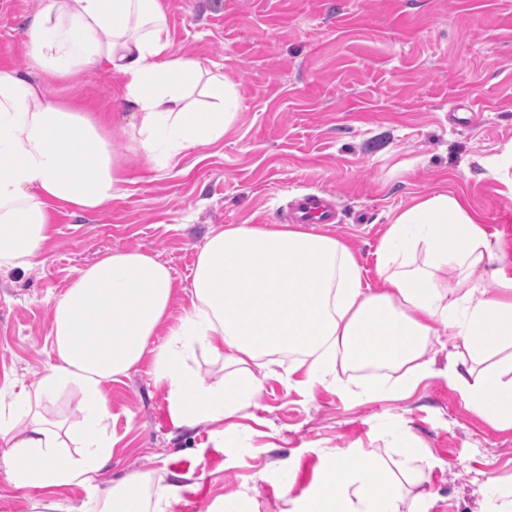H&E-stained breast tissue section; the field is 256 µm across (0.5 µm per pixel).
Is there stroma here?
<instances>
[{"instance_id":"stroma-1","label":"stroma","mask_w":512,"mask_h":512,"mask_svg":"<svg viewBox=\"0 0 512 512\" xmlns=\"http://www.w3.org/2000/svg\"><path fill=\"white\" fill-rule=\"evenodd\" d=\"M176 51L217 67L239 96V116L217 145L159 172L124 170L127 192L95 214L56 212L42 261L0 273V400L35 384L55 359L52 305L76 276L114 250L158 256L175 278L172 318L201 246L216 224H280L290 200L334 195L339 223L311 230L341 239L374 278L393 216L435 191L463 198L492 239L512 252V0H160ZM40 0H0V65L25 67L24 23ZM60 100L81 97L118 112L117 79L53 82ZM455 341L432 347L434 377L409 396L366 400L345 391L349 374L312 392L291 388L293 357L279 356L250 407L223 424L176 425L167 385L150 362L104 387L114 440L103 484L149 477L155 501L174 476L172 512H288L280 469L292 464L293 496L313 490L329 457L353 448L409 472L433 460L422 492L428 512H506L512 505V429L469 411L445 369ZM497 490L485 486L487 476ZM81 487L16 490L0 462V512H93Z\"/></svg>"}]
</instances>
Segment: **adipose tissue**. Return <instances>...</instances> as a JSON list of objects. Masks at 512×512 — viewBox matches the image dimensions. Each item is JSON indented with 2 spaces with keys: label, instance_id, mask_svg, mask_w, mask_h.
Wrapping results in <instances>:
<instances>
[{
  "label": "adipose tissue",
  "instance_id": "adipose-tissue-1",
  "mask_svg": "<svg viewBox=\"0 0 512 512\" xmlns=\"http://www.w3.org/2000/svg\"><path fill=\"white\" fill-rule=\"evenodd\" d=\"M27 69L0 68V271L39 263L51 208L92 214L125 193L108 119L78 101L56 100L54 79L95 69L122 87L119 123L133 157L165 171L177 156L223 140L238 116V95L220 70L172 49L159 0H43L26 28ZM379 287L345 243L290 224L212 227L191 273L188 309L171 320V270L156 256L116 250L78 271L55 300L50 330L57 360L13 406L26 427L0 410V457L19 490L97 487L112 457L104 387L151 360L168 385L177 424L221 422L250 405L273 375L271 356L297 351L288 384L311 392L337 370L365 364L398 372L390 384L358 386L360 398H401L433 374L425 358L438 335L463 349L448 381L466 407L512 428V254L490 240L462 200L436 191L398 213L377 251ZM493 293L474 298L484 281ZM164 335L162 343L153 338ZM223 361L205 377L198 353ZM75 390L74 423L38 408ZM78 447L66 458L63 448ZM316 487V512H402V483L374 455L334 456ZM145 474L103 490L99 512H167L141 494Z\"/></svg>",
  "mask_w": 512,
  "mask_h": 512
}]
</instances>
